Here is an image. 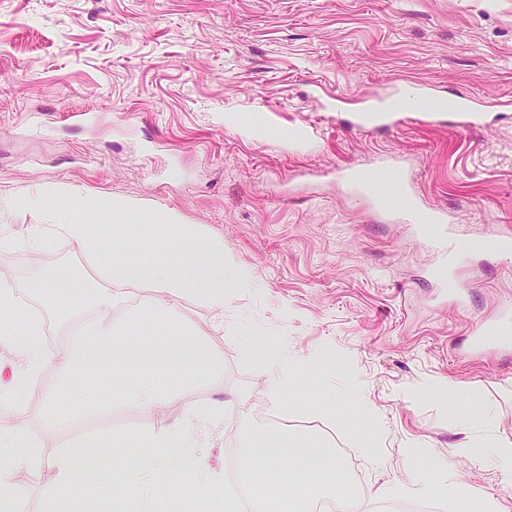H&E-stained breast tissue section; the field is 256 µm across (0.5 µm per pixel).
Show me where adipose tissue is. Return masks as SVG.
Returning a JSON list of instances; mask_svg holds the SVG:
<instances>
[{"label":"adipose tissue","mask_w":512,"mask_h":512,"mask_svg":"<svg viewBox=\"0 0 512 512\" xmlns=\"http://www.w3.org/2000/svg\"><path fill=\"white\" fill-rule=\"evenodd\" d=\"M76 205L91 212L94 223L64 212L55 233L37 225L21 240L1 236L0 247L43 252L56 236H64L93 259L101 275L112 278L114 285H77L73 274L58 271L49 276L41 300L57 316L69 318L87 309L93 312L75 335L52 348L42 340L39 319L18 304L13 289H0V310L10 315L9 320L0 322V348L13 356L9 364H0V409L20 410L30 384L45 367H54L70 383L87 367L105 368L121 376L120 398L125 405L153 411L165 406L170 398L184 397L180 424L150 431L151 439L170 447H206L209 436L220 433L223 418L219 409L197 406L192 394L200 382L214 374L217 359L206 340L193 337L171 316L179 300L198 289L211 307L223 308L225 289L250 286V277L225 261L224 246L218 241H208L202 250L185 246V239L202 238L203 232L197 227H179L173 213L132 201L80 199ZM126 223L149 227L132 257L110 250ZM145 280L152 285L146 304L148 313L137 317L128 330H121L112 313L126 307L129 289ZM62 282L67 285L66 291H57V284ZM244 350L268 369L273 393L281 399L287 397L292 389L284 368L287 350L267 351L254 336L246 338ZM157 367L169 372L171 385L162 387L154 382L152 371ZM86 451V445L79 443L52 451L29 431L13 429L0 439V512H16L20 491L15 475L22 471L40 470L54 510L75 497L93 478L82 464Z\"/></svg>","instance_id":"adipose-tissue-1"}]
</instances>
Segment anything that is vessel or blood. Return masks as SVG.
I'll return each instance as SVG.
<instances>
[{"mask_svg": "<svg viewBox=\"0 0 512 512\" xmlns=\"http://www.w3.org/2000/svg\"><path fill=\"white\" fill-rule=\"evenodd\" d=\"M389 96L402 103L403 109L415 112L421 120L429 123H444L456 130L482 128L490 123L481 102L473 98L447 99L429 92L410 94L397 85L392 87ZM400 119V111L374 112L366 107L351 113L344 123L351 129L370 131L392 128ZM352 178L372 197L379 212L403 223L417 225L421 236L442 259L440 266L432 272L440 284H447L466 256L486 250L501 258L512 257L511 237L500 236L489 244L482 240L461 239L454 234L450 214L422 209L413 193L412 177L403 165L384 162L375 172H356ZM510 321L512 310L507 308L498 313L495 320L481 323L471 333L468 352L491 353L512 349V338L502 332L503 324Z\"/></svg>", "mask_w": 512, "mask_h": 512, "instance_id": "1", "label": "vessel or blood"}]
</instances>
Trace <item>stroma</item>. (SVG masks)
I'll return each mask as SVG.
<instances>
[{
	"mask_svg": "<svg viewBox=\"0 0 512 512\" xmlns=\"http://www.w3.org/2000/svg\"><path fill=\"white\" fill-rule=\"evenodd\" d=\"M485 101L487 128L458 131L408 113L379 132L344 127L320 103L360 111L393 82ZM512 0H0V233L24 238L70 201L30 200L49 184L90 198L139 199L202 229L248 269L251 288H228L224 306L183 297L182 320L208 338L223 369L194 393L223 406L224 429L194 453L144 443L135 431L180 422L172 399L154 414L121 404L113 373L91 370L58 396L68 414L92 399L111 407L92 452L108 479L69 503L119 512L118 490L224 488L226 449H251L264 465L271 435L255 445V411L275 409L288 435L350 448L365 479L364 512L395 504L412 483L407 451L426 448L432 468L512 512V476L492 452L512 440V351L464 355L469 328L512 302V261L470 256L458 307L429 275L435 257L410 224L383 222L337 172L387 158L412 168L421 206L454 214L464 237L512 235ZM75 111L91 113L86 123ZM314 126L305 146L278 131ZM95 278L64 238L43 253L0 249V285L36 300L57 269ZM253 333L287 342L294 379L275 399L268 371L241 347ZM61 376L46 368L16 415L50 448L79 441L77 427H46L47 397ZM454 397H447V390ZM376 434L375 453L364 442ZM150 460L130 477L128 468Z\"/></svg>",
	"mask_w": 512,
	"mask_h": 512,
	"instance_id": "35a3bbf8",
	"label": "stroma"
}]
</instances>
